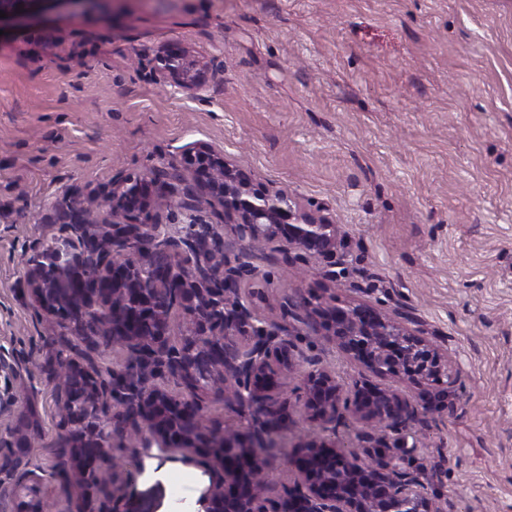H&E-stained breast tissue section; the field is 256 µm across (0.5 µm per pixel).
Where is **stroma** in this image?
I'll list each match as a JSON object with an SVG mask.
<instances>
[{"instance_id": "obj_1", "label": "stroma", "mask_w": 512, "mask_h": 512, "mask_svg": "<svg viewBox=\"0 0 512 512\" xmlns=\"http://www.w3.org/2000/svg\"><path fill=\"white\" fill-rule=\"evenodd\" d=\"M116 20L67 6L0 39V348L31 356L44 434L34 500L70 512L48 472L59 424L49 341L22 256L60 233L65 200L184 167L207 142L254 182L296 193L345 236L336 284L315 261L270 266L267 307L335 286L339 301L416 312L462 364L409 458L457 512H512V0H122ZM178 42L215 74L206 100L163 86ZM194 483L137 478L133 512H168Z\"/></svg>"}]
</instances>
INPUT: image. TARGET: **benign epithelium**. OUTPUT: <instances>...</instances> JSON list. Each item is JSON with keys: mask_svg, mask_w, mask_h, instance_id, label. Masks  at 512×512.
<instances>
[{"mask_svg": "<svg viewBox=\"0 0 512 512\" xmlns=\"http://www.w3.org/2000/svg\"><path fill=\"white\" fill-rule=\"evenodd\" d=\"M57 0H0V30L22 23ZM162 82L201 99L210 86L202 57L179 43L154 57ZM193 182L128 175L104 193L111 218L99 223L91 209L68 205L67 231L36 240L25 283L40 315L58 318L87 345L69 357L67 380L57 387L59 437L64 455L55 470L65 484L90 483L108 491L112 508L128 512L134 480L112 472V482L92 472L113 448L133 437L141 449L173 448L203 467L211 483L205 512H456L444 494L429 491L420 472L396 463L416 449L415 424L436 413L440 396L460 369L448 348L430 338L423 321L403 306L361 301L339 305L325 294H297L281 317L259 311L265 289L254 265L255 247L270 248L287 266L313 259L336 280L334 267L345 235L322 210H310L282 188L256 187L211 145L184 149ZM185 201L188 222L172 230L151 223L149 212L165 196ZM219 205L222 224L197 215ZM240 246L228 260L227 240ZM182 309L188 330L174 333ZM108 331L127 350L123 368L106 377L92 352ZM317 332L367 371L423 389L420 398L390 386L356 381L346 387L336 371L308 356L300 344ZM28 358L0 353V378L12 383ZM180 387L172 392L168 382ZM247 420L242 428L213 429L201 422L207 404ZM312 430L285 459L293 480L275 492L259 489L273 449L296 423L291 402ZM29 404L8 388L0 393V419L25 417ZM366 429L365 456L336 444V426ZM14 462L0 468V493L34 480L25 449L37 438L30 424H5Z\"/></svg>", "mask_w": 512, "mask_h": 512, "instance_id": "obj_1", "label": "benign epithelium"}]
</instances>
